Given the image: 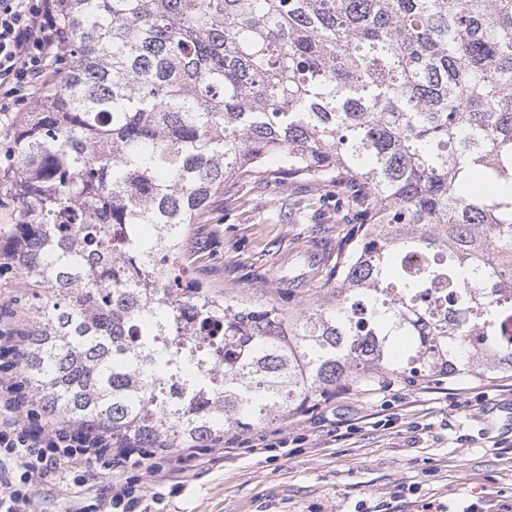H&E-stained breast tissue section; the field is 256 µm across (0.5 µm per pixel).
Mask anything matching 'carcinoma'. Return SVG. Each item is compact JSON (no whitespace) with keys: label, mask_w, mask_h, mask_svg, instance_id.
I'll return each instance as SVG.
<instances>
[{"label":"carcinoma","mask_w":512,"mask_h":512,"mask_svg":"<svg viewBox=\"0 0 512 512\" xmlns=\"http://www.w3.org/2000/svg\"><path fill=\"white\" fill-rule=\"evenodd\" d=\"M65 22L0 226L51 421L171 453L380 377L512 378V0H65ZM238 176L355 209L304 298L178 265Z\"/></svg>","instance_id":"obj_1"}]
</instances>
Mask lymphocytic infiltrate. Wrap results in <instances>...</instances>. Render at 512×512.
Listing matches in <instances>:
<instances>
[{
	"label": "lymphocytic infiltrate",
	"mask_w": 512,
	"mask_h": 512,
	"mask_svg": "<svg viewBox=\"0 0 512 512\" xmlns=\"http://www.w3.org/2000/svg\"><path fill=\"white\" fill-rule=\"evenodd\" d=\"M60 0H0V113L25 112L55 86L68 37ZM28 320L0 309V512H35L47 487L66 489L64 512H147L152 482H164L165 457L77 427L51 423L18 365ZM124 483H103L112 471Z\"/></svg>",
	"instance_id": "1"
}]
</instances>
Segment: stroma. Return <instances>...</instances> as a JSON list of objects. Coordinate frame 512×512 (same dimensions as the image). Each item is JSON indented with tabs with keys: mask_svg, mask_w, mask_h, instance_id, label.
<instances>
[{
	"mask_svg": "<svg viewBox=\"0 0 512 512\" xmlns=\"http://www.w3.org/2000/svg\"><path fill=\"white\" fill-rule=\"evenodd\" d=\"M353 219L321 183H240L182 243L188 277L263 297L305 264L335 254ZM512 379L395 382L339 390L245 430L247 448L175 462L149 512H503L512 507ZM285 436L298 447L257 451Z\"/></svg>",
	"mask_w": 512,
	"mask_h": 512,
	"instance_id": "stroma-1",
	"label": "stroma"
}]
</instances>
